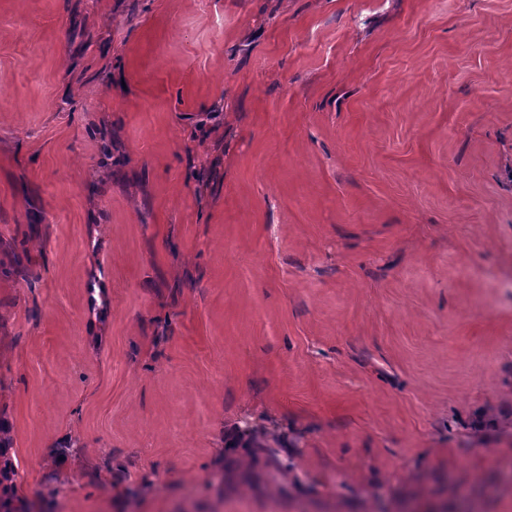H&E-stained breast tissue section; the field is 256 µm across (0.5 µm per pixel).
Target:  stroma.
<instances>
[{"instance_id":"1","label":"stroma","mask_w":512,"mask_h":512,"mask_svg":"<svg viewBox=\"0 0 512 512\" xmlns=\"http://www.w3.org/2000/svg\"><path fill=\"white\" fill-rule=\"evenodd\" d=\"M0 422V512H512V0H0Z\"/></svg>"}]
</instances>
